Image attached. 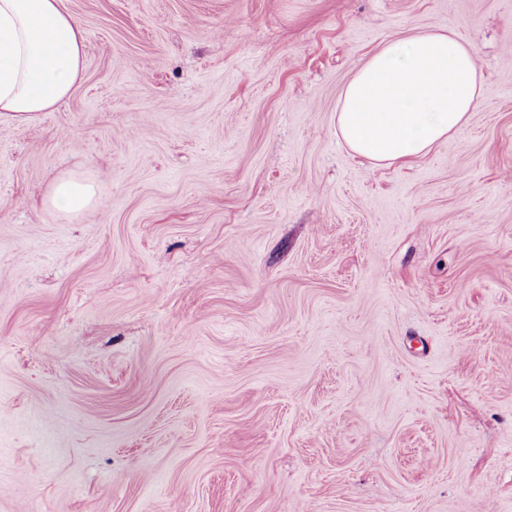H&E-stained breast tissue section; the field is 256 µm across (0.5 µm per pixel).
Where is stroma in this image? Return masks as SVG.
Masks as SVG:
<instances>
[{
    "label": "stroma",
    "instance_id": "obj_1",
    "mask_svg": "<svg viewBox=\"0 0 512 512\" xmlns=\"http://www.w3.org/2000/svg\"><path fill=\"white\" fill-rule=\"evenodd\" d=\"M64 5L82 80L0 122V512H512V0ZM429 28L467 127L355 155L344 85ZM45 204L70 219L78 220L102 208L105 198L94 181L66 175L52 183Z\"/></svg>",
    "mask_w": 512,
    "mask_h": 512
}]
</instances>
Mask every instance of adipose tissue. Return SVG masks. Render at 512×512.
Wrapping results in <instances>:
<instances>
[{
  "label": "adipose tissue",
  "mask_w": 512,
  "mask_h": 512,
  "mask_svg": "<svg viewBox=\"0 0 512 512\" xmlns=\"http://www.w3.org/2000/svg\"><path fill=\"white\" fill-rule=\"evenodd\" d=\"M84 48L63 0H0V119L30 122L67 99L83 77ZM484 88L470 44L422 30L386 43L356 70L339 98L336 133L379 164L420 157L467 125ZM45 203L77 220L105 198L94 181L66 175Z\"/></svg>",
  "instance_id": "ef3b65f1"
}]
</instances>
